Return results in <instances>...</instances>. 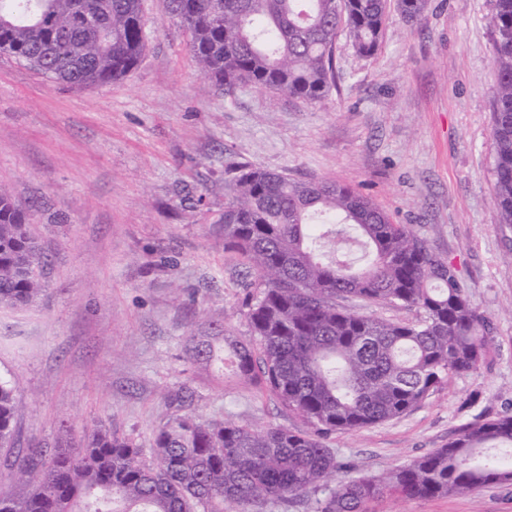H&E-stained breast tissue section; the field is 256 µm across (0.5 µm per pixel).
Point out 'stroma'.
I'll list each match as a JSON object with an SVG mask.
<instances>
[{"instance_id": "obj_1", "label": "stroma", "mask_w": 512, "mask_h": 512, "mask_svg": "<svg viewBox=\"0 0 512 512\" xmlns=\"http://www.w3.org/2000/svg\"><path fill=\"white\" fill-rule=\"evenodd\" d=\"M139 64L77 89L0 54V188L26 204L48 265L33 303L0 306V379L21 448L77 443L95 425L138 435L184 411L263 427L299 417L237 381L227 341L249 338L254 276L217 221L228 166L334 180L368 196L454 265L494 330L484 361L400 419L324 443L353 476L444 447L476 417L512 414V225L493 194L492 0L390 11L381 46L336 45L337 87L307 103L254 87L206 90L168 0H144ZM212 340L205 363L193 341ZM376 512H512V487Z\"/></svg>"}]
</instances>
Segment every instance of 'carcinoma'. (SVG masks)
I'll use <instances>...</instances> for the list:
<instances>
[{
	"instance_id": "cac0c4a2",
	"label": "carcinoma",
	"mask_w": 512,
	"mask_h": 512,
	"mask_svg": "<svg viewBox=\"0 0 512 512\" xmlns=\"http://www.w3.org/2000/svg\"><path fill=\"white\" fill-rule=\"evenodd\" d=\"M191 33L201 77L231 94L247 86L316 102L336 86L335 48L346 33L356 53L379 48L387 0H169ZM418 22L427 0H397ZM143 0H0V52L54 81L93 88L125 77L147 43ZM92 17L97 28L85 25ZM493 192L512 224V0H494ZM218 223L224 249L255 279L246 318L254 340L230 345L246 383L309 429H260L185 413L136 437L99 428L78 445L0 459L31 487L0 484V512H265L315 497L314 512H371L387 495L449 497L512 486V415L477 418L448 445L378 477H348L322 441L399 419L456 374L479 367L492 322L471 301L451 262L356 189L300 181L245 163ZM360 246V263L336 239ZM43 255L23 207L0 189V305L33 302ZM352 297L414 308L413 322L349 312ZM15 389L0 382V448L14 447Z\"/></svg>"
}]
</instances>
